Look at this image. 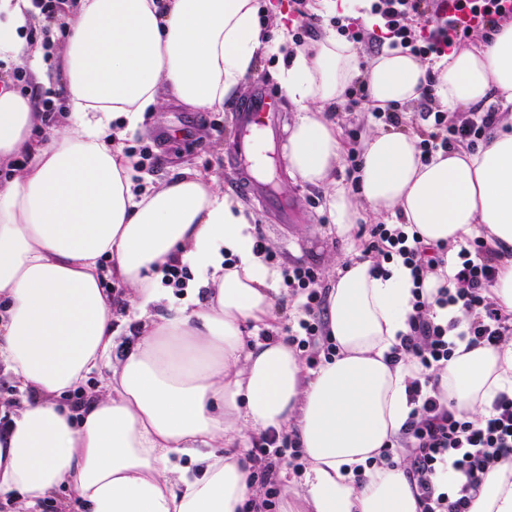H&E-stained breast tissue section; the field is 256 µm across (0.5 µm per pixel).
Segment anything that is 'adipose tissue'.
I'll return each instance as SVG.
<instances>
[{"label":"adipose tissue","mask_w":512,"mask_h":512,"mask_svg":"<svg viewBox=\"0 0 512 512\" xmlns=\"http://www.w3.org/2000/svg\"><path fill=\"white\" fill-rule=\"evenodd\" d=\"M26 2L0 0L11 15L0 51L23 56L37 83L58 80L67 108L49 126L37 98L0 88V162L26 161L0 180V361L23 395L0 432V497L38 512L64 487L84 512H244L257 498L239 443L273 429L294 433L307 461L306 493L281 512H420L404 466H366L413 409L417 368L390 358L410 331L409 268L397 258L380 274L362 254L347 259L327 299L337 353L309 371L287 341L244 335L272 328L279 279L254 253L252 216L218 176L191 168L136 190L120 146L168 98L204 112L242 94L273 45L255 0H70L53 77L42 43L19 36ZM361 76L372 109L415 102L430 77L448 111L512 105V22L431 69L391 49L361 66L354 45L327 32L278 75L299 114L288 167L328 189L335 224L389 214L450 248L484 236L496 250L492 297L512 314V126L427 162L418 136L372 134L348 191L336 185L347 147L328 114ZM167 264L195 275L177 306L155 274ZM110 277L146 320L122 353ZM104 365L96 397L61 404ZM438 377L448 408L477 418L512 396V339L458 344ZM471 512H512V464L486 473Z\"/></svg>","instance_id":"adipose-tissue-1"}]
</instances>
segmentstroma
Instances as JSON below:
<instances>
[{
	"instance_id": "35a3bbf8",
	"label": "stroma",
	"mask_w": 512,
	"mask_h": 512,
	"mask_svg": "<svg viewBox=\"0 0 512 512\" xmlns=\"http://www.w3.org/2000/svg\"><path fill=\"white\" fill-rule=\"evenodd\" d=\"M313 0H256L258 14L270 30L285 27L289 40L258 62L252 75L245 81L243 98H250L256 81H264L273 93H280L276 78L281 58L307 48L314 36L329 29L328 17L316 16L310 32L297 34L296 28L304 14L310 13ZM238 101L225 103L222 110L194 112L177 102L144 115L138 130L123 142V151L131 159L139 174L138 183L156 188L175 175L181 164L218 175L226 194H233L231 173L224 158L236 136L234 114ZM347 145L336 168V180L343 187H350L355 172L354 163L361 158V145L367 136L384 129L385 124L368 112L364 105L331 112ZM278 197L287 200L294 213L290 224L278 223L273 212L260 202L241 197L240 202L254 218L257 230L263 235L268 248L277 255L280 267L294 262L314 267L322 288H329L336 278L339 263L352 252L365 251L368 229L376 221L366 215L348 233H340L327 204L323 188L302 182L292 176L285 159L277 161Z\"/></svg>"
}]
</instances>
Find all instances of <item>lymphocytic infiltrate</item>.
<instances>
[{
    "label": "lymphocytic infiltrate",
    "instance_id": "lymphocytic-infiltrate-1",
    "mask_svg": "<svg viewBox=\"0 0 512 512\" xmlns=\"http://www.w3.org/2000/svg\"><path fill=\"white\" fill-rule=\"evenodd\" d=\"M369 2L372 26L339 14L332 19L337 33L372 47L406 50L430 65L468 40L487 39L506 20L505 15L496 14L478 26L465 25L452 33L438 17L435 0ZM421 118L429 127L419 143L425 158L439 150L476 148L499 121L492 105L471 110L453 123L438 109H426ZM366 250L387 261L401 258L413 279L410 332L394 347L393 358L411 360L418 368L407 386L414 409L402 429L399 451H385L380 462L391 466L395 453L406 454L421 512H470L483 476L496 465L512 463V397L499 395L486 415L470 421L457 416L442 401L436 372L453 357L458 342L495 346L512 335V316L504 314L489 296L497 277L494 249L480 237L460 244L449 286L432 297L424 294L422 282L427 274L443 267L445 247L423 244L403 224H374ZM284 284L292 295L300 297L303 309L296 328L288 332L289 344L306 353L313 365L320 355H335V344H319L324 334V299L317 274L311 267L296 263L285 270ZM258 453L262 475L271 484L282 456L297 460L303 450L299 440L271 431L265 433ZM442 474L448 477V490L438 495L433 484Z\"/></svg>",
    "mask_w": 512,
    "mask_h": 512
}]
</instances>
